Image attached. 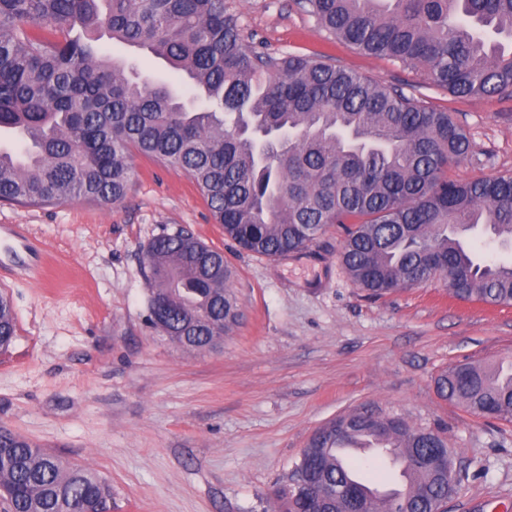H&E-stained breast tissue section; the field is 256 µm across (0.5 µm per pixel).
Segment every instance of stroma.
<instances>
[{"instance_id": "1", "label": "stroma", "mask_w": 512, "mask_h": 512, "mask_svg": "<svg viewBox=\"0 0 512 512\" xmlns=\"http://www.w3.org/2000/svg\"><path fill=\"white\" fill-rule=\"evenodd\" d=\"M247 44L326 57L450 113L468 132L453 178L512 175V93L460 98L411 66L325 31L297 0H225ZM124 200L0 202V273L16 320L0 351V426L107 479L111 512H278L312 433L367 411L442 428L460 481L447 512H512V423L440 399L459 362L512 359V306L449 296L435 279L378 297L340 260L334 225L279 258L239 250L184 172L133 157ZM184 230L221 251L242 315L210 350L147 320L142 251Z\"/></svg>"}]
</instances>
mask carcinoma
<instances>
[{
    "mask_svg": "<svg viewBox=\"0 0 512 512\" xmlns=\"http://www.w3.org/2000/svg\"><path fill=\"white\" fill-rule=\"evenodd\" d=\"M331 35L420 71L459 97L512 91V0H304ZM162 59L160 80L110 56L104 41ZM0 200L47 205L83 198L114 206L134 153L186 173L224 235L279 257L347 225L341 262L373 293L427 282L445 269L449 294L512 305V262L483 260L470 238L512 248V176L460 182L465 130L403 90L319 57L276 56L245 43L224 0H0ZM149 319L162 335L204 346L240 314L224 254L182 230L144 249ZM0 295V337L14 335ZM438 397L481 418L512 421V365L459 363ZM361 436L390 449L405 485L382 497L342 448ZM455 453L438 432L397 417L340 416L318 428L276 491L281 512H439L456 486ZM109 485L93 470L0 434L4 512H104Z\"/></svg>",
    "mask_w": 512,
    "mask_h": 512,
    "instance_id": "carcinoma-1",
    "label": "carcinoma"
}]
</instances>
